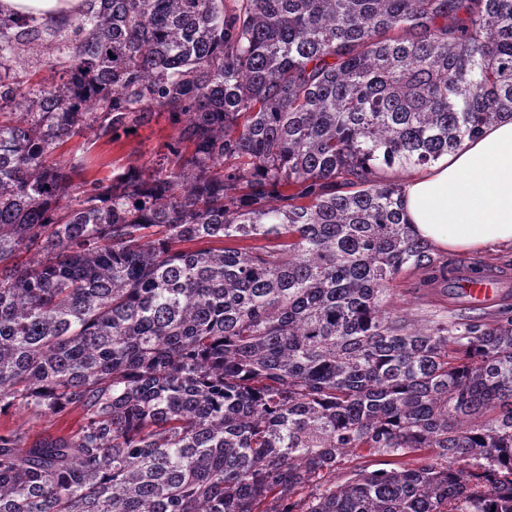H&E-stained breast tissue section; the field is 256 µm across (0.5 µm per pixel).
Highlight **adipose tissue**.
Listing matches in <instances>:
<instances>
[{
  "mask_svg": "<svg viewBox=\"0 0 512 512\" xmlns=\"http://www.w3.org/2000/svg\"><path fill=\"white\" fill-rule=\"evenodd\" d=\"M82 0H0V13L38 23L70 18ZM413 233L451 252L512 248V118L418 171L403 187Z\"/></svg>",
  "mask_w": 512,
  "mask_h": 512,
  "instance_id": "adipose-tissue-1",
  "label": "adipose tissue"
}]
</instances>
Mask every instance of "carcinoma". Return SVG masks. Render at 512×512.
<instances>
[{
  "label": "carcinoma",
  "instance_id": "obj_1",
  "mask_svg": "<svg viewBox=\"0 0 512 512\" xmlns=\"http://www.w3.org/2000/svg\"><path fill=\"white\" fill-rule=\"evenodd\" d=\"M83 2L0 19V416L84 414L0 429V512H512V304L395 315L463 279L383 177L512 116V0ZM176 133V127L167 116H160L136 126L134 132L121 135L120 139L108 144H104V139H97L95 129H86L81 135L68 139L59 153L66 158L83 154L98 156L99 165L93 173L98 178L110 179L128 167L156 160L167 152L166 145ZM424 278V274L406 272L394 285L392 292L391 302L395 314L415 324H423L431 311H448V307L456 309L466 305H481L497 295L493 284L488 280L465 282L466 294L476 304L471 303L466 296L455 305L453 300H448V285L435 284L427 287L423 283ZM0 421L30 436L42 431L55 436H67L80 428L83 424V415L79 411H66L53 417L34 419L27 413H9L2 416Z\"/></svg>",
  "mask_w": 512,
  "mask_h": 512
}]
</instances>
